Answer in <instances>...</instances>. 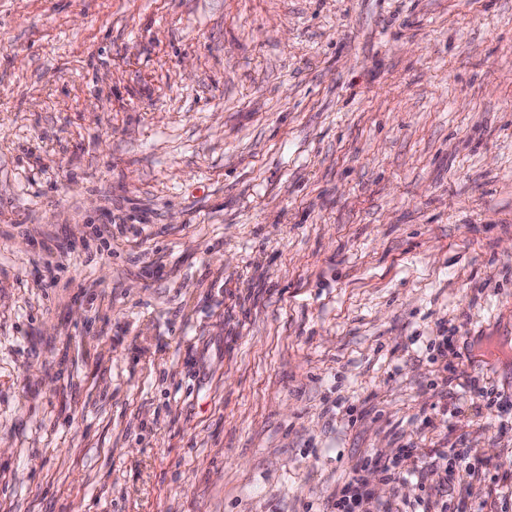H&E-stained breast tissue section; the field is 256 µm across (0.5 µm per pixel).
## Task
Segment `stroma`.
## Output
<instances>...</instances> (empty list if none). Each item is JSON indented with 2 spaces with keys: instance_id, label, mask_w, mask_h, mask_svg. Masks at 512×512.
<instances>
[{
  "instance_id": "1",
  "label": "stroma",
  "mask_w": 512,
  "mask_h": 512,
  "mask_svg": "<svg viewBox=\"0 0 512 512\" xmlns=\"http://www.w3.org/2000/svg\"><path fill=\"white\" fill-rule=\"evenodd\" d=\"M448 365L512 393V0H0V512H512ZM461 448L451 446L447 451L442 450L435 455L434 462L445 465V471L450 479L456 482L467 481V479H481L489 477L491 467L493 466L492 458L483 454H478L477 448H469L460 442ZM448 453L451 456V464L448 466ZM498 475H491L490 479L496 480ZM499 479V478H498ZM369 469L379 472L382 478L388 481L397 482L401 479L402 473L397 472L394 465L382 462L377 456L369 455L363 458L360 467H357L351 476L336 487L333 499L335 510L332 512H401L400 508L392 503L380 504L381 510L374 507V498L367 480L360 475Z\"/></svg>"
}]
</instances>
